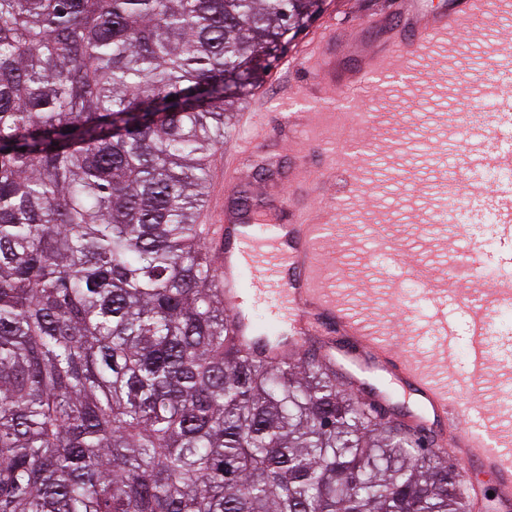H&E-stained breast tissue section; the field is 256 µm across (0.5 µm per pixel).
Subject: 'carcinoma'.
I'll return each mask as SVG.
<instances>
[{"instance_id": "carcinoma-1", "label": "carcinoma", "mask_w": 512, "mask_h": 512, "mask_svg": "<svg viewBox=\"0 0 512 512\" xmlns=\"http://www.w3.org/2000/svg\"><path fill=\"white\" fill-rule=\"evenodd\" d=\"M318 0H0V512H471L433 442L227 335L196 223Z\"/></svg>"}]
</instances>
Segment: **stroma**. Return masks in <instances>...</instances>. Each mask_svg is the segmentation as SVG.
<instances>
[{
	"instance_id": "obj_1",
	"label": "stroma",
	"mask_w": 512,
	"mask_h": 512,
	"mask_svg": "<svg viewBox=\"0 0 512 512\" xmlns=\"http://www.w3.org/2000/svg\"><path fill=\"white\" fill-rule=\"evenodd\" d=\"M393 9L394 0H327L295 39L279 47L271 67L262 72L256 90L263 101L254 125L233 116L232 129L215 156L216 162L237 170L244 186L270 190L272 199L287 203L293 214L307 206V198L298 191L285 195L271 190L269 179L256 173L266 156L241 155V143L255 140L267 145L284 168L307 175L328 166L339 141L327 130L302 123L284 133L289 116L331 107L356 113L360 133L353 192L342 203L323 251L337 299L388 334L400 333L421 309L414 287L388 265L383 242L400 244L406 262L426 265L444 282L464 262L462 234L470 232L481 245V263L466 277L452 280L469 296L482 299L489 293L485 270L501 258L493 223L481 221L464 230L456 224L432 223L431 218L449 199L466 197L472 185L466 173L454 179L448 175L449 157L468 148L458 106L477 109L489 73L512 59V0H504L495 9L494 25H477L470 34H449L446 66L432 64L414 88L376 92L350 103L340 89L326 91L313 82L307 58L317 35L333 31L345 39H368L369 22ZM288 59L293 62L289 68L284 65ZM487 341L492 370L475 389L474 404L480 416L494 420L503 435L512 437V407L496 401L501 389L512 386V308L491 314ZM399 344L416 346L425 366L449 382H457L467 371L466 352L448 362L432 341L415 344L401 336Z\"/></svg>"
}]
</instances>
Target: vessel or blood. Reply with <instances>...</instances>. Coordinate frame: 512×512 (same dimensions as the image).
<instances>
[{
    "label": "vessel or blood",
    "instance_id": "obj_1",
    "mask_svg": "<svg viewBox=\"0 0 512 512\" xmlns=\"http://www.w3.org/2000/svg\"><path fill=\"white\" fill-rule=\"evenodd\" d=\"M400 24L395 34L379 37L374 49L355 51V61L344 65L324 55L313 77L317 85L342 87L351 92L365 85L383 90L390 75L403 71L404 57L439 43L448 31L468 21L483 20L492 11L490 0H445L442 7L421 8L420 0H400ZM491 113V123L499 134L512 132V81L502 80L498 92L482 102ZM472 149L466 169L481 176L504 172V179L483 193L479 207L492 215L500 241L509 251L503 259L505 273L492 283L490 302L469 305L475 329L469 338L472 354L462 383L451 386L436 373L424 369L414 351L401 349L391 337L381 333L350 308L336 304L329 288L327 266L322 252L325 233L339 219V206L326 199L298 215L286 207L257 200L255 212L214 209L206 220L209 245L218 262L217 285L224 292V311L232 321L233 333L245 353L260 352L277 361L299 354L311 335L326 334L327 346H338L340 355L360 374L385 375L407 384L420 397L425 410L435 417L455 423L472 410L471 385L485 378L489 358L483 349L480 331L489 322L493 307L512 305V152L489 150L485 129L472 133ZM409 280L422 289L425 315L415 336L431 334L445 360H452L460 337L452 311L459 306L457 289L439 287L422 264L406 268ZM272 299L275 308L271 323L278 336L260 341L245 311L256 302ZM463 460L474 461L494 474L499 512H512V445L488 426L462 429L454 448Z\"/></svg>",
    "mask_w": 512,
    "mask_h": 512
}]
</instances>
